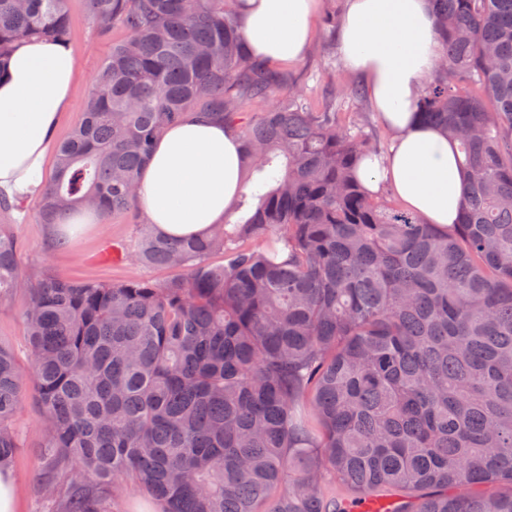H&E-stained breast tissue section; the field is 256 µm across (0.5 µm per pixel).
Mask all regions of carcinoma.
Segmentation results:
<instances>
[{
    "instance_id": "carcinoma-1",
    "label": "carcinoma",
    "mask_w": 512,
    "mask_h": 512,
    "mask_svg": "<svg viewBox=\"0 0 512 512\" xmlns=\"http://www.w3.org/2000/svg\"><path fill=\"white\" fill-rule=\"evenodd\" d=\"M67 2L0 0V59L69 42ZM239 2L85 0L99 35L124 37L38 223L60 238L87 208L130 219L112 250L177 275L33 281L11 224L24 201L0 196V304L26 293L31 354L27 373L0 345V466L30 386L51 512H108L128 484L163 512H347L338 489L378 512H512V0H431L442 60L416 112L469 176L447 227L361 187L368 139L249 54ZM190 117L239 134L251 192L239 220L172 239L137 220L135 189Z\"/></svg>"
}]
</instances>
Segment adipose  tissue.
Instances as JSON below:
<instances>
[{
    "label": "adipose tissue",
    "instance_id": "adipose-tissue-1",
    "mask_svg": "<svg viewBox=\"0 0 512 512\" xmlns=\"http://www.w3.org/2000/svg\"><path fill=\"white\" fill-rule=\"evenodd\" d=\"M320 0H242L249 52L274 69L303 58ZM345 67L364 84L391 134L385 155L365 157L357 178L370 194L390 189L425 223H457L469 178L457 148L423 124L416 103L436 67L440 43L428 0H348L339 28ZM77 59L65 43L32 38L0 64V191L26 197L44 181L52 134L71 107ZM242 148L223 122L187 119L168 126L138 179V206L166 237L201 235L223 223L247 186Z\"/></svg>",
    "mask_w": 512,
    "mask_h": 512
}]
</instances>
